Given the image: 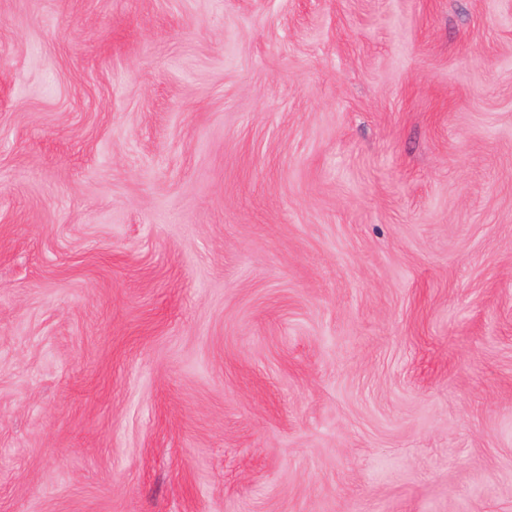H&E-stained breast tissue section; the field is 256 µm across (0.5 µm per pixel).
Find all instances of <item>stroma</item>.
I'll return each mask as SVG.
<instances>
[{
  "instance_id": "1",
  "label": "stroma",
  "mask_w": 512,
  "mask_h": 512,
  "mask_svg": "<svg viewBox=\"0 0 512 512\" xmlns=\"http://www.w3.org/2000/svg\"><path fill=\"white\" fill-rule=\"evenodd\" d=\"M0 512H512V0H0Z\"/></svg>"
}]
</instances>
